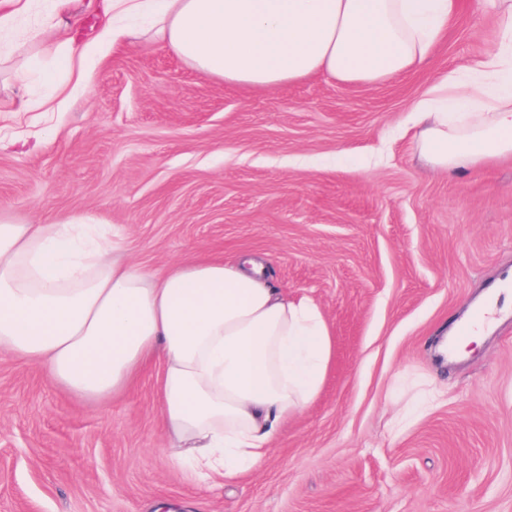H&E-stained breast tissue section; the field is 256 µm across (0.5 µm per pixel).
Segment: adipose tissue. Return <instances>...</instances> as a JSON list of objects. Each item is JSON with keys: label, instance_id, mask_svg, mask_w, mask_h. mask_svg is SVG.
<instances>
[{"label": "adipose tissue", "instance_id": "obj_1", "mask_svg": "<svg viewBox=\"0 0 512 512\" xmlns=\"http://www.w3.org/2000/svg\"><path fill=\"white\" fill-rule=\"evenodd\" d=\"M57 0L28 32L62 39L54 58L76 85L89 56L125 47L128 17L199 74L271 91L324 73L375 86L416 70L458 0H104L89 39ZM502 38L465 80L415 110L420 155L435 174L512 157V0ZM45 366L56 387L99 404L161 360L168 453L199 480L258 469L288 420L319 396L333 353L320 306L271 288L263 259L176 261L153 271L90 215L34 224L0 211V352Z\"/></svg>", "mask_w": 512, "mask_h": 512}]
</instances>
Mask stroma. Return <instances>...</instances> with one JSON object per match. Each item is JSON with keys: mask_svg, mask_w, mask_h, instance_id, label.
<instances>
[{"mask_svg": "<svg viewBox=\"0 0 512 512\" xmlns=\"http://www.w3.org/2000/svg\"><path fill=\"white\" fill-rule=\"evenodd\" d=\"M501 36L495 0H461L410 74L252 91L143 33L54 112L20 109L65 79L52 42L0 37V210L96 215L156 270L261 257L275 288L318 303L334 344L263 465L212 483L168 455L156 368L98 406L0 352V512H512V288L481 345L444 353L512 275V159L435 175L413 127L433 86ZM34 53L45 69L17 82Z\"/></svg>", "mask_w": 512, "mask_h": 512, "instance_id": "obj_1", "label": "stroma"}]
</instances>
